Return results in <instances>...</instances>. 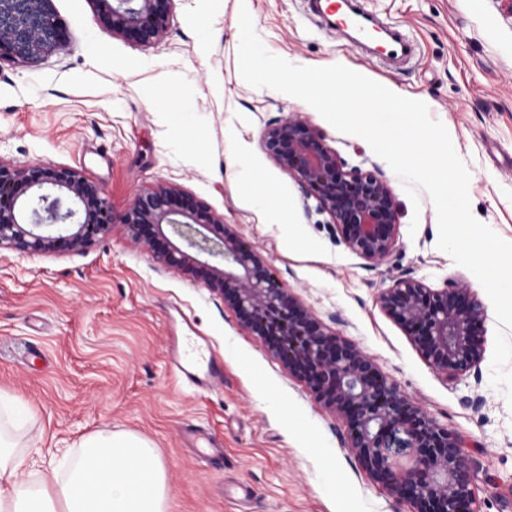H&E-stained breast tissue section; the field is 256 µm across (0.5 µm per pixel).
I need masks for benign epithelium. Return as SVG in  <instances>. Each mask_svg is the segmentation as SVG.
I'll return each mask as SVG.
<instances>
[{
  "label": "benign epithelium",
  "mask_w": 512,
  "mask_h": 512,
  "mask_svg": "<svg viewBox=\"0 0 512 512\" xmlns=\"http://www.w3.org/2000/svg\"><path fill=\"white\" fill-rule=\"evenodd\" d=\"M51 0H0V61L33 62L72 42ZM101 23L139 47L164 37L175 0H91ZM265 153L309 190L338 240L372 262L394 250L397 210L385 180L346 169L325 135L299 116L265 127ZM0 250L19 256L82 253L112 232L100 186L62 164L0 161ZM131 239L166 269L201 281L305 382L341 422L371 479L410 512H464L475 503L472 461L462 438L411 403L355 343L325 327L283 288L270 264L202 201L157 186L139 191L122 215ZM378 302L432 368L454 379L479 374L487 312L469 288L434 289L399 278Z\"/></svg>",
  "instance_id": "1"
}]
</instances>
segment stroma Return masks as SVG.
Segmentation results:
<instances>
[{"label":"stroma","mask_w":512,"mask_h":512,"mask_svg":"<svg viewBox=\"0 0 512 512\" xmlns=\"http://www.w3.org/2000/svg\"><path fill=\"white\" fill-rule=\"evenodd\" d=\"M72 45L35 64L0 65V160L63 164L98 183L121 216L139 190L167 185L204 201L271 264L282 286L361 347L413 403L460 435L479 512H512V405L490 384L499 323L488 312L479 376L450 380L380 307L401 277L487 294L440 250L434 204L411 201L362 138L302 100L255 88L238 68L239 12L292 64L356 72L427 104L470 174L473 215L512 242V0H364L405 30L412 58L386 66L320 30L306 0H175L162 41L137 47L99 21L91 0H52ZM301 115L348 167L377 172L398 213L396 244L376 265L337 242L330 217L261 145L267 124ZM245 158L271 204L230 176ZM224 364L207 391L168 363L171 309ZM0 391L26 419L19 452H77L109 431L151 442L173 495L169 512H409L374 483L340 422L199 282L161 267L122 226L80 254L0 252Z\"/></svg>","instance_id":"1"}]
</instances>
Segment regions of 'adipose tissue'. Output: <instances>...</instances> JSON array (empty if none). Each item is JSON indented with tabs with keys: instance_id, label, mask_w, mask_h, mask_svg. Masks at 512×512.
<instances>
[{
	"instance_id": "adipose-tissue-1",
	"label": "adipose tissue",
	"mask_w": 512,
	"mask_h": 512,
	"mask_svg": "<svg viewBox=\"0 0 512 512\" xmlns=\"http://www.w3.org/2000/svg\"><path fill=\"white\" fill-rule=\"evenodd\" d=\"M11 446L0 431V512H168L166 471L144 438L107 432L85 438L63 480L33 478V462Z\"/></svg>"
}]
</instances>
